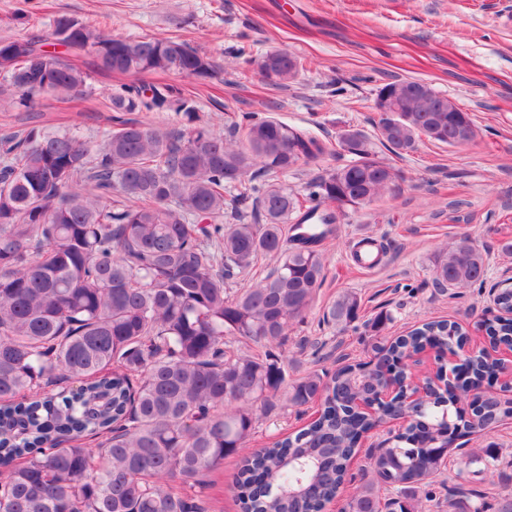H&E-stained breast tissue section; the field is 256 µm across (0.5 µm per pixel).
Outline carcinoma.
Listing matches in <instances>:
<instances>
[{"mask_svg":"<svg viewBox=\"0 0 512 512\" xmlns=\"http://www.w3.org/2000/svg\"><path fill=\"white\" fill-rule=\"evenodd\" d=\"M52 36L131 77L177 71L205 80L220 69L182 41L117 37L64 14ZM251 63L272 69L277 87L305 70L286 48ZM88 79L37 38L0 39V87L15 89L25 110L81 92ZM375 104L392 110L377 138L394 155L423 138L462 147L477 137L468 113L423 79L383 84ZM109 108L114 126L99 145L67 131L0 140V512H207L203 477L229 457L239 460L245 512H323L348 482L362 434L401 405L393 399L367 418L352 411L353 396L377 395L388 375L404 385L409 351L466 338L451 321L389 338L393 315L381 310L364 322L374 360L288 379L283 346L324 280L336 211L380 198L393 168L361 131L344 129L336 145L354 159L322 170L300 198L273 175L331 153L305 128L245 112L226 139L207 124L172 131L118 116L174 110L193 119L190 101L168 84H123ZM228 207L235 215L222 224ZM260 256L274 261L271 272L229 288ZM485 270L465 236L436 258L432 284L471 287ZM494 304L486 333L512 346V292H498ZM360 313L361 298L345 290L323 318L345 331ZM499 369L484 352L473 355L445 401L466 404L470 386L485 382L487 402L447 424L423 418L371 453L342 512L439 507L433 483L447 472L448 452L430 442L495 429L501 413L490 385ZM281 397L297 413L319 404L318 416L249 447L261 412ZM498 461L497 449L475 447L458 473L487 478Z\"/></svg>","mask_w":512,"mask_h":512,"instance_id":"obj_1","label":"carcinoma"}]
</instances>
